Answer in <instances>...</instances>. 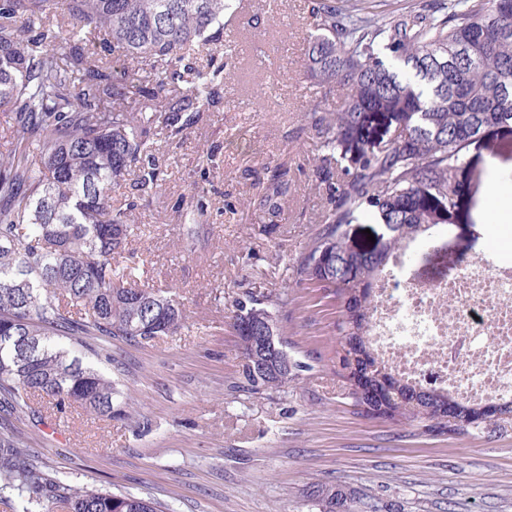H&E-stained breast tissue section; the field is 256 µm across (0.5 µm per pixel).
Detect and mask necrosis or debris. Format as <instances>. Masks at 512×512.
Segmentation results:
<instances>
[{
    "instance_id": "1",
    "label": "necrosis or debris",
    "mask_w": 512,
    "mask_h": 512,
    "mask_svg": "<svg viewBox=\"0 0 512 512\" xmlns=\"http://www.w3.org/2000/svg\"><path fill=\"white\" fill-rule=\"evenodd\" d=\"M495 237L494 258L453 264L428 285L404 277L421 242L392 256L376 283L370 325L386 367L473 403L512 400V224L497 225Z\"/></svg>"
}]
</instances>
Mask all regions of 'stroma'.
I'll use <instances>...</instances> for the list:
<instances>
[{"instance_id":"35a3bbf8","label":"stroma","mask_w":512,"mask_h":512,"mask_svg":"<svg viewBox=\"0 0 512 512\" xmlns=\"http://www.w3.org/2000/svg\"><path fill=\"white\" fill-rule=\"evenodd\" d=\"M313 30L308 0H249L224 27L237 54L223 107L180 146L157 133L160 190L137 191L129 175L112 198L136 201L140 233L127 249L151 285L184 304L186 326L139 344L86 337L87 359L119 392L112 419L75 405L27 409L9 428L50 474L151 498L164 512H316L306 492L321 483L345 487L351 512H512V422L454 434L361 413L339 374L340 305L296 283V260L331 207L311 129L320 89L302 76ZM465 162L467 200L406 268L415 283L487 253L495 203L512 199V133L474 142ZM275 167L287 191L275 210H254ZM196 213L192 238L184 224ZM257 283L282 297L278 325L302 364L280 389H248L242 376L231 316Z\"/></svg>"}]
</instances>
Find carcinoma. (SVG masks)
I'll return each mask as SVG.
<instances>
[{"label":"carcinoma","mask_w":512,"mask_h":512,"mask_svg":"<svg viewBox=\"0 0 512 512\" xmlns=\"http://www.w3.org/2000/svg\"><path fill=\"white\" fill-rule=\"evenodd\" d=\"M235 0H0V109L12 114L13 153L0 162V410L40 399L58 412L78 404L112 419V380L84 361L81 337L149 341L181 329L176 299L137 281L128 238L135 207L115 208L125 174L139 171L140 191L161 186L154 132L181 140L203 114L224 104V70L235 47L224 43V17ZM315 34L304 77L323 96L313 129L323 152L319 171L342 168L334 205L296 262V283L341 303L336 335L342 377L365 379L347 395L367 415L383 414L455 431L512 421V400L498 409L423 390L382 366L368 328L376 280L395 251L448 223L465 196L466 149L482 135L512 126V0H448L393 16L310 0ZM102 34L96 57L77 45ZM214 48L206 67L196 49ZM130 61L133 72L112 60ZM346 91L339 111L331 92ZM273 173L260 209L283 194ZM368 214L389 226L379 247L354 249L348 227ZM272 295L234 301L243 314L271 311ZM253 390L280 388L294 374L253 372ZM17 512H163L131 493L78 488L48 474L33 451L0 431V495ZM308 501L319 512H350L349 494L316 484Z\"/></svg>","instance_id":"cac0c4a2"}]
</instances>
